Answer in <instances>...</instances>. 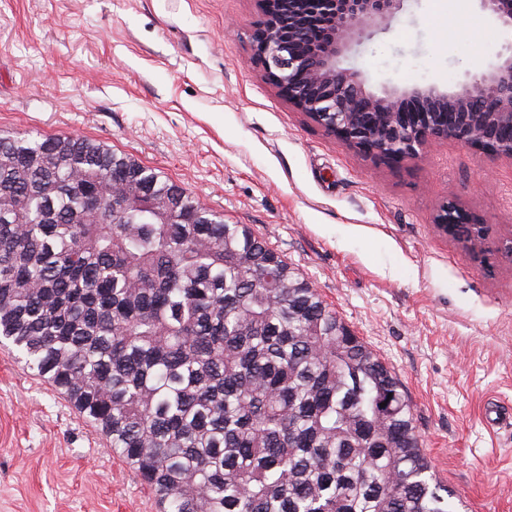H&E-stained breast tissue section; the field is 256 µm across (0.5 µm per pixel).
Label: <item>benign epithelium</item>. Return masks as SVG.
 <instances>
[{
    "instance_id": "1",
    "label": "benign epithelium",
    "mask_w": 512,
    "mask_h": 512,
    "mask_svg": "<svg viewBox=\"0 0 512 512\" xmlns=\"http://www.w3.org/2000/svg\"><path fill=\"white\" fill-rule=\"evenodd\" d=\"M264 18L250 34L251 60L294 110L327 134L387 165L416 157L436 141H455L512 161V45L509 55L457 90L434 86L375 94L339 59L364 30L402 0H261ZM512 32V0H478ZM432 224L465 253L489 265L512 258V240L490 246L488 223L443 203Z\"/></svg>"
}]
</instances>
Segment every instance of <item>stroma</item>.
<instances>
[{
	"label": "stroma",
	"mask_w": 512,
	"mask_h": 512,
	"mask_svg": "<svg viewBox=\"0 0 512 512\" xmlns=\"http://www.w3.org/2000/svg\"><path fill=\"white\" fill-rule=\"evenodd\" d=\"M258 0H0V130L125 154L243 224L402 385L461 512H512V261L439 234L448 199L512 237V161L458 142L392 167L295 112L251 62ZM512 37L477 0H402L342 67L374 93L486 71ZM0 512H160L109 439L0 343Z\"/></svg>",
	"instance_id": "stroma-1"
}]
</instances>
